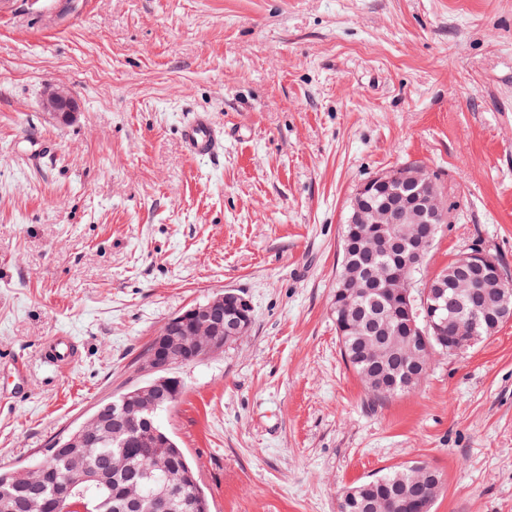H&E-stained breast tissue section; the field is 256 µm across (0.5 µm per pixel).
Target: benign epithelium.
Masks as SVG:
<instances>
[{
	"label": "benign epithelium",
	"instance_id": "7a95c632",
	"mask_svg": "<svg viewBox=\"0 0 512 512\" xmlns=\"http://www.w3.org/2000/svg\"><path fill=\"white\" fill-rule=\"evenodd\" d=\"M42 107L53 119L63 123L74 120L78 112L76 92L66 85H50L42 94ZM436 178L418 165H403L383 172L364 182L356 190L348 205L345 221L350 224L346 239L365 236L368 229L381 236L403 234L425 218L438 223L449 219L448 203L442 193L433 189ZM421 187L426 194L417 202L403 203L397 196L408 186ZM382 186L394 201L374 206L368 202L373 190ZM430 245L420 246L411 258H402L399 269L388 274L394 284L392 297L406 305V310L422 316L419 322L411 323L414 332V350L420 354L431 350L430 337L438 335L445 323V307L434 302L428 290L413 294L415 274L423 267ZM458 265L473 272L464 275L455 283L456 288H466L473 294L483 287L479 273L493 272L503 288L502 304L498 309L500 322L512 320V287L495 261V258L481 249L463 252L456 257ZM252 324V306L249 300L234 289H226L203 303L192 305L170 317L152 339V350L145 353L139 370L148 379L119 396L125 428L137 435L148 415L157 410V403L146 405L145 399L155 397L165 390H171L174 380L161 375V372L186 364V352L193 353L195 361L224 351V346L233 339L247 333ZM104 436L99 425V414L93 413L89 419L68 435L58 439L62 448H91ZM55 480L60 498L67 502L68 512H81L72 499L79 496L77 485H102L95 467L88 466L74 479L63 470L55 472Z\"/></svg>",
	"mask_w": 512,
	"mask_h": 512
}]
</instances>
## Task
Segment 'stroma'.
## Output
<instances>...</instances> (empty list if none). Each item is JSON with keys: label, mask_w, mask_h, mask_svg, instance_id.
<instances>
[{"label": "stroma", "mask_w": 512, "mask_h": 512, "mask_svg": "<svg viewBox=\"0 0 512 512\" xmlns=\"http://www.w3.org/2000/svg\"><path fill=\"white\" fill-rule=\"evenodd\" d=\"M197 112L219 159L184 150ZM406 164L448 199L422 278L477 247L512 279V0H0V467L142 384L167 318L232 288L250 330L176 367L160 415L213 512H336L415 464L442 475L433 512H512V321L385 401L341 356L350 198ZM42 107L50 118L69 123L78 112L77 94L69 86L50 85L43 91ZM44 357L59 367L71 364L77 355V345L70 336H58L43 350Z\"/></svg>", "instance_id": "obj_1"}]
</instances>
